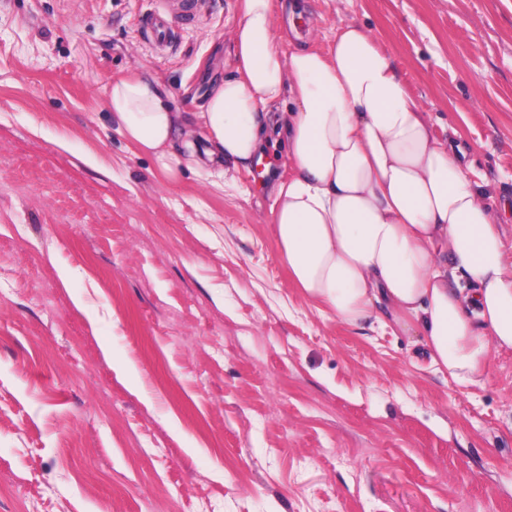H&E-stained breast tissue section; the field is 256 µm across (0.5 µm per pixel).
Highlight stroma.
Instances as JSON below:
<instances>
[{
    "instance_id": "1",
    "label": "stroma",
    "mask_w": 512,
    "mask_h": 512,
    "mask_svg": "<svg viewBox=\"0 0 512 512\" xmlns=\"http://www.w3.org/2000/svg\"><path fill=\"white\" fill-rule=\"evenodd\" d=\"M0 0V512H512V355L459 388L416 337L350 325L279 259L287 142L214 183L119 133L114 80L199 112L238 0ZM285 51L340 22L390 53L437 135L512 195V0H296Z\"/></svg>"
}]
</instances>
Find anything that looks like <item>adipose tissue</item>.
Returning <instances> with one entry per match:
<instances>
[{
    "instance_id": "adipose-tissue-1",
    "label": "adipose tissue",
    "mask_w": 512,
    "mask_h": 512,
    "mask_svg": "<svg viewBox=\"0 0 512 512\" xmlns=\"http://www.w3.org/2000/svg\"><path fill=\"white\" fill-rule=\"evenodd\" d=\"M240 11L228 34L234 72L202 111L180 116L158 85L118 79L109 108L119 130L163 164L202 136L218 177L231 178L276 129L294 175L273 188L275 236L303 295L351 325L382 309L457 386L482 384L490 354L512 353L501 230L512 200L472 184L464 145L435 135L367 28L344 22L329 51L287 53L274 0H240ZM284 96L290 108L271 113ZM460 275L470 289L456 286Z\"/></svg>"
}]
</instances>
